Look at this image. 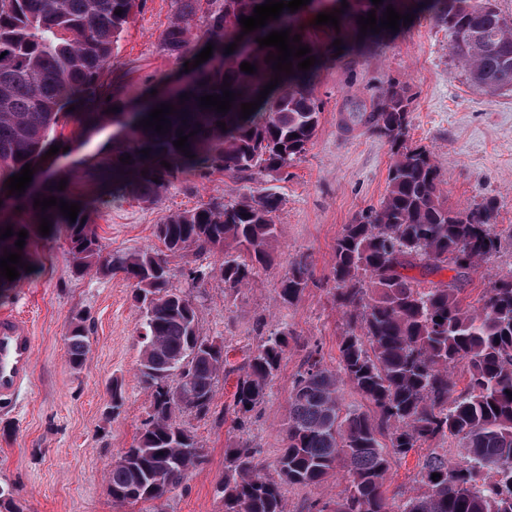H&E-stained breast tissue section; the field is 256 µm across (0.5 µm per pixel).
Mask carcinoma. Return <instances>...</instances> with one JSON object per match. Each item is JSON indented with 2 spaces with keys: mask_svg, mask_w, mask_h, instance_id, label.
I'll return each instance as SVG.
<instances>
[{
  "mask_svg": "<svg viewBox=\"0 0 512 512\" xmlns=\"http://www.w3.org/2000/svg\"><path fill=\"white\" fill-rule=\"evenodd\" d=\"M178 2L163 45L182 59L191 52L190 20L200 0ZM265 2L224 0L209 15L197 51L210 43L224 60L200 74L198 89L185 101H180L184 89L169 95L176 109L167 116L169 133L139 125L149 108L112 113L119 134L112 136L108 166L119 190L153 204L180 173L284 171L305 153L319 126L315 86L337 54L334 40L349 53L387 33L382 28L362 34L357 20L362 8L344 9L339 28L327 25L321 36L300 33V43L316 58L314 66L302 71L300 59H292L293 73H280L282 80L244 119L241 104L255 101L274 80L265 59L278 51L265 47L250 55L238 46L227 54L225 47L242 34L240 18ZM138 7L139 0H0V229L10 225L15 232L0 239V257L16 251L31 265V244L46 218L50 228L65 233L77 273L121 272L133 286L142 312L139 373L150 393V411L137 444L110 466L107 484L119 506L157 508L203 461L202 446L178 418L208 413L226 366L224 342L200 335L197 304L173 285L167 255L186 259L187 276L199 282L208 272L192 266V258L223 254L218 271L224 287L238 291L272 261L280 200L272 193H250L234 204L172 212L155 225L166 253H110L99 241L97 210L70 188L60 191L54 182L46 193L80 205L74 222L59 207L43 211L32 205L29 193L6 188L25 164L36 165L53 145L64 147L69 125L106 119L103 112L77 108L102 99V77L112 71L115 50ZM396 11L428 15L448 32L449 49L471 84L492 96L512 91V21L495 0H402ZM243 62L255 65L256 73L241 71ZM226 82L236 94L228 112L200 107L199 97L223 94ZM409 105L405 91L390 86L366 117L390 139L393 157L379 207L345 225L336 239L335 298L348 324L338 344V368H329L317 351L308 355L288 395L285 447L272 464L247 442L227 451L224 512H288L286 486L321 484L339 466L345 469V488L334 499L312 503L307 512H512V276L491 282L477 306L461 297L470 271L500 248L494 204L463 209L445 204L430 152L406 145ZM179 129L195 132L188 138L190 158L173 144ZM127 155L129 163L120 162ZM18 207L28 217L15 214ZM22 229L28 235L19 251L16 233ZM414 270L423 277L445 270L453 275L423 287ZM308 281L307 265L294 262L280 282L283 302L298 300ZM66 345L70 363L80 367L90 350L83 319L71 325ZM287 349L288 331L265 336L235 368L236 390L224 412L242 423L251 419ZM462 362L468 379L459 388L450 368ZM345 384L370 410L342 407ZM450 439L462 448L456 459L439 450ZM425 444L433 449L419 462V490L398 504L390 501L385 484L392 463ZM269 467L278 479L267 475ZM434 473L439 477L432 478ZM487 474L494 481L483 489Z\"/></svg>",
  "mask_w": 512,
  "mask_h": 512,
  "instance_id": "1",
  "label": "carcinoma"
}]
</instances>
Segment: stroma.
<instances>
[{
	"instance_id": "stroma-1",
	"label": "stroma",
	"mask_w": 512,
	"mask_h": 512,
	"mask_svg": "<svg viewBox=\"0 0 512 512\" xmlns=\"http://www.w3.org/2000/svg\"><path fill=\"white\" fill-rule=\"evenodd\" d=\"M177 7L176 0H140L116 62L103 77L106 86H119L122 102L144 99L148 89L184 78L183 63L162 44ZM392 85L411 100L407 142L430 152L448 206L495 204L501 248L464 285L466 302L477 304L492 281L512 276V92L491 96L468 83L449 51L447 33L430 18L414 17L381 42L328 64L315 90L320 125L307 151L284 173H184L171 180L159 203L148 204L112 192L104 153L112 125L82 131L71 152L54 155L52 172L69 179L74 195L96 205L97 233L111 252L159 248L155 226L174 211L215 200L231 204L247 191L280 200L273 260L239 293L225 290L216 275L191 285L182 274L184 259L170 260L174 285L191 289L196 298L200 334L223 337L231 372L220 376L207 415L180 418L205 459L163 512H224L226 451L246 440L274 459L284 445L292 381L309 352L320 349L327 366L337 367L345 320L334 302L336 238L344 225L379 206L392 158L388 137L346 117L356 106L375 107ZM32 250L37 272L0 294V312L25 316L36 336L29 386L15 405L0 406V484L12 489L23 512H138L116 506L106 483L112 462L138 439L150 406L138 371L141 312L132 287L120 273L75 274L65 235L38 237ZM298 260L309 269V286L288 305L279 297V283ZM79 315L90 351L76 369L66 336ZM282 326L289 332L288 351L278 375L251 423L237 427L224 411L235 391L234 369L263 332ZM115 382L123 392L116 412L110 409ZM428 453L422 447L393 464L388 497L415 493L419 462Z\"/></svg>"
}]
</instances>
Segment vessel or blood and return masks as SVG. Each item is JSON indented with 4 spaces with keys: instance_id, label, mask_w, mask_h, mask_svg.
<instances>
[{
    "instance_id": "vessel-or-blood-1",
    "label": "vessel or blood",
    "mask_w": 512,
    "mask_h": 512,
    "mask_svg": "<svg viewBox=\"0 0 512 512\" xmlns=\"http://www.w3.org/2000/svg\"><path fill=\"white\" fill-rule=\"evenodd\" d=\"M35 355V340L28 322L0 315V403L12 401L28 384Z\"/></svg>"
}]
</instances>
